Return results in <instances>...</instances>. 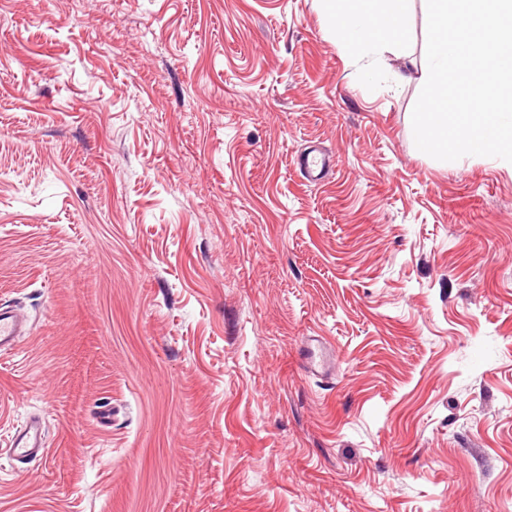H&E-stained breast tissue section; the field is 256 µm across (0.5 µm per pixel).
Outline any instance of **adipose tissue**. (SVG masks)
<instances>
[{"instance_id": "1", "label": "adipose tissue", "mask_w": 512, "mask_h": 512, "mask_svg": "<svg viewBox=\"0 0 512 512\" xmlns=\"http://www.w3.org/2000/svg\"><path fill=\"white\" fill-rule=\"evenodd\" d=\"M328 16L342 13L335 25L339 43L363 58L387 52L398 59L410 55L404 32L409 25L410 0H321Z\"/></svg>"}]
</instances>
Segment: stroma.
I'll list each match as a JSON object with an SVG mask.
<instances>
[{
	"label": "stroma",
	"instance_id": "1",
	"mask_svg": "<svg viewBox=\"0 0 512 512\" xmlns=\"http://www.w3.org/2000/svg\"><path fill=\"white\" fill-rule=\"evenodd\" d=\"M398 67L321 0H0V306L33 324L0 512H512V171L419 151ZM305 362L311 373L329 375L336 365V352L319 337L311 336L305 342ZM8 452L18 462H29L48 454L40 420L33 418L17 427L9 441Z\"/></svg>",
	"mask_w": 512,
	"mask_h": 512
}]
</instances>
